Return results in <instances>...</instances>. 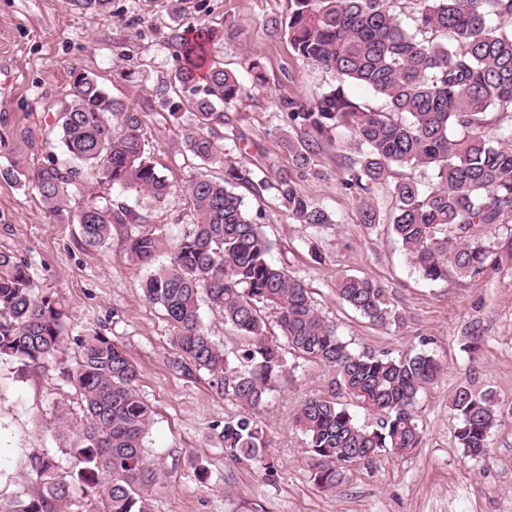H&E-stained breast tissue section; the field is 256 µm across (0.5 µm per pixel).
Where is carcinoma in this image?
<instances>
[{
  "label": "carcinoma",
  "instance_id": "carcinoma-1",
  "mask_svg": "<svg viewBox=\"0 0 512 512\" xmlns=\"http://www.w3.org/2000/svg\"><path fill=\"white\" fill-rule=\"evenodd\" d=\"M73 2L105 16L112 0ZM416 2L415 26L409 29L396 11L397 0H288L282 29L288 44L297 57L333 72L338 85L313 102L281 100L297 141L288 143L293 169L273 183L259 176L255 164L234 158L215 131L228 124L224 109L241 99L245 86L235 71L210 58L207 46L220 37L235 38L236 29L209 27L192 43L179 21L181 0L173 4L167 44L185 64L157 83L154 97L173 113L185 106L195 111L197 123L180 136L202 171L180 187L193 230L170 247L166 263L150 271L141 288L174 329L175 368L208 373L245 411L224 421L217 433L224 459L258 463L269 478L277 470L266 459L268 440L253 415L285 373L283 346L335 372L340 389L379 416L377 427L369 428L334 395L301 402L295 424L305 437V452L318 462L314 480L327 489L342 483L354 463L403 456L421 445L416 398L443 367L426 353L373 355L349 348L337 326L319 315L304 282L269 259L271 243L235 189L273 188L297 223H334L300 181L317 136L336 131L350 141L339 178L359 201L360 222L380 223L371 193L386 188L389 230L425 279L446 281L450 274L476 276L492 268L493 252L480 228L512 224V30L499 25L512 20V0ZM348 85L369 89L384 107L356 101L345 91ZM54 127L76 165L51 161L30 174L1 166L0 179L31 183L49 212L79 225L87 251L106 244L112 225L143 224L147 217L127 206L114 208L107 198L73 212L67 208L70 187L96 182L142 194L153 204L173 194L146 148L143 113L113 98L94 77L71 72ZM211 164L224 165L222 179L203 172ZM415 171L427 180L413 176ZM161 246L150 231L127 235L128 254L143 265H153ZM335 291L375 326L402 320L383 289L367 278L342 276ZM204 299L248 338L232 362L204 328ZM68 319L61 296L38 288L25 262L0 251V357L24 367L45 365L61 352ZM271 323L280 338H269ZM65 377L85 413L83 426L62 447L69 478L58 474L54 459L36 456L41 493L0 502V512H64L74 482L100 493L107 512H151L149 487L160 480L144 446L152 411L137 394L125 351L109 337L90 333L80 339ZM451 408L465 456L486 457L498 417L495 394L462 386Z\"/></svg>",
  "mask_w": 512,
  "mask_h": 512
}]
</instances>
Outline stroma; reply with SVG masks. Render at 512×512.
I'll return each mask as SVG.
<instances>
[{
    "label": "stroma",
    "instance_id": "1",
    "mask_svg": "<svg viewBox=\"0 0 512 512\" xmlns=\"http://www.w3.org/2000/svg\"><path fill=\"white\" fill-rule=\"evenodd\" d=\"M171 0H112L111 16L84 13L73 0H0V166L33 171L66 164L52 129L66 99L72 70L97 78L118 100L144 114L151 157L174 185H184L196 162L177 135L191 112L169 114L153 88L171 78L179 63L165 43L173 23ZM184 21L196 28L234 24L235 40L216 43L214 59L242 75L248 90L230 107L223 129L246 161L275 176L292 164L286 142L294 134L281 98L310 102L336 83L333 72L297 57L269 20L285 18L288 0H183ZM258 58L264 86H253L246 59ZM338 141H322L310 157L314 176L301 187L332 215V224L295 223L274 190L245 203L272 243L271 261L301 278L318 312L336 323L351 348L391 355L428 352L445 366L438 380L417 396L423 444L401 457L385 455L353 466L349 479L325 491L316 465L295 426L301 401L331 392L332 372L296 353L270 392L256 420L270 441L277 469L267 479L261 467L224 458L214 427L242 409L200 373L177 372L173 330L141 283L147 267L124 249L127 225L116 224L95 254L82 246L79 227L58 220L28 183L0 180V251L29 265L38 288L61 295L71 313L63 351L41 368L0 358V498L32 494L38 487L32 457L55 458L60 471L61 421L80 426L79 393L61 374L73 361L80 338L97 331L121 345L138 372L137 393L152 409L145 444L161 480L150 493L153 512H512V255L503 252L505 229L482 236L499 252V267L474 278L431 282L409 263L386 225L361 224L355 197L337 178ZM147 225L166 246L191 231L182 195L147 205ZM323 262H314L312 250ZM357 274L384 288L402 314L399 325L380 328L337 299L334 283ZM464 384L492 390L499 420L488 440V459L464 457L454 437L450 408ZM209 474L200 483L197 465Z\"/></svg>",
    "mask_w": 512,
    "mask_h": 512
}]
</instances>
